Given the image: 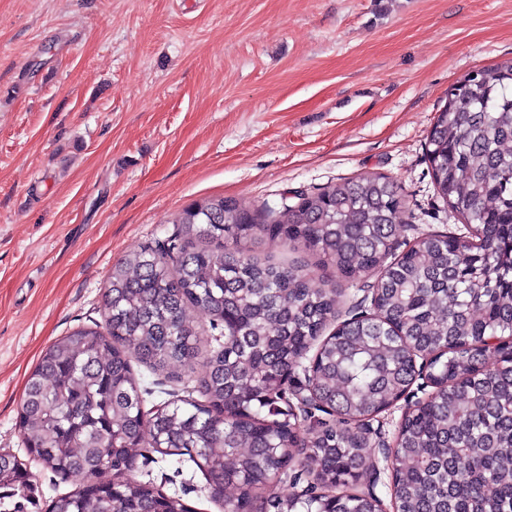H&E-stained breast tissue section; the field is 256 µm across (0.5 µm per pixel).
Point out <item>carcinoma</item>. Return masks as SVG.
Wrapping results in <instances>:
<instances>
[{"label":"carcinoma","mask_w":512,"mask_h":512,"mask_svg":"<svg viewBox=\"0 0 512 512\" xmlns=\"http://www.w3.org/2000/svg\"><path fill=\"white\" fill-rule=\"evenodd\" d=\"M427 157L438 196L474 226L466 239L427 234L398 250L404 198L371 174L297 191L292 205L195 201L169 237L112 266L104 327L53 342L27 381V454L82 477L46 512H192L131 477L149 452L193 462L228 512H381L377 496L356 490L374 465L365 421L403 399L420 353L440 389L394 437L396 512H512V344L487 345L512 338V59L453 84ZM262 238L297 245L347 280L375 277L369 316L327 330L336 293L312 268L250 250ZM190 309L224 340L201 351ZM309 352L313 424L303 433L274 406ZM134 362L195 376L198 397L146 410ZM291 464L320 470L324 483L280 495ZM102 471L112 481H98ZM31 506L26 463L0 457V512Z\"/></svg>","instance_id":"obj_1"}]
</instances>
